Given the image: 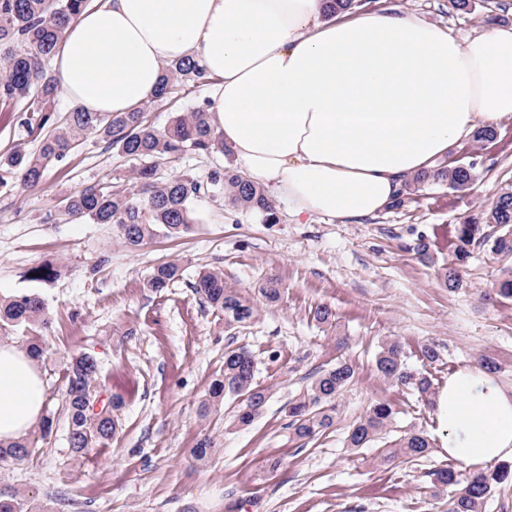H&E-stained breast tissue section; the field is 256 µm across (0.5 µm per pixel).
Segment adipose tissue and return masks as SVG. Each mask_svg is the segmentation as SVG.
Instances as JSON below:
<instances>
[{
    "label": "adipose tissue",
    "instance_id": "1",
    "mask_svg": "<svg viewBox=\"0 0 512 512\" xmlns=\"http://www.w3.org/2000/svg\"><path fill=\"white\" fill-rule=\"evenodd\" d=\"M191 57L214 84L210 122L293 223L378 214L476 129L512 117V26L459 39L397 7L333 18L324 0H98L72 22L52 70L86 111L150 100L162 66ZM36 362L0 342V441L43 416ZM440 452L479 469L512 461V393L465 368L436 397Z\"/></svg>",
    "mask_w": 512,
    "mask_h": 512
}]
</instances>
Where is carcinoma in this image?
<instances>
[{
    "label": "carcinoma",
    "instance_id": "1",
    "mask_svg": "<svg viewBox=\"0 0 512 512\" xmlns=\"http://www.w3.org/2000/svg\"><path fill=\"white\" fill-rule=\"evenodd\" d=\"M366 4L367 0H326V15L354 12ZM87 6L88 0H0V48H7L0 54L4 69L0 76V107H21L18 125L27 136L39 141L38 149L32 153L18 146L0 153V191H10L18 185L37 188L49 167L92 134L117 154L139 161L131 177L134 190L129 191L110 179L100 180L64 199L60 215L66 220L112 224L123 244L136 251L161 235L181 238L193 233L199 223L194 200L210 188L216 193L215 201L224 203L225 209L252 213L265 224L277 223L278 208L267 191L230 166L211 171L205 183L189 170L166 179L158 176L161 162L185 154L220 152L232 159L230 149L215 135L204 105L173 116L162 129L151 125L141 108L112 115L76 108L65 119L58 118L59 92L48 62L64 38L68 24ZM208 81L203 68L183 59L163 67L153 101L167 99L177 87L204 85ZM502 140L498 129L480 128L473 134V141L482 147H494ZM477 177V167L467 160L450 162L445 158L434 174L407 178L390 208L400 209L417 201L430 182L460 192ZM454 238L453 260L439 269V276L450 291L462 286L460 267L475 251L486 248L496 256L512 259V190L501 192L492 206L476 218L455 225ZM180 275L178 263L161 262L153 267L147 284L160 292ZM194 290L212 308L224 313V323L230 329L243 327L256 316L257 309L249 299L224 286L222 272L201 273ZM496 295L512 301V266L502 268ZM47 323L45 302L39 294L0 296V330L23 327L30 331L23 339L22 348L37 359L43 354L37 328ZM375 366L384 379L398 386L410 388L421 396L431 391L429 376L408 368L403 347L397 342L382 343ZM255 367V357L247 346L227 349L224 370L200 402L199 415L206 418L225 399L233 398L237 405L232 424L251 425L263 414L269 400L268 390L254 382ZM98 374V359L87 352L72 357L66 367L68 444L79 457L88 448L107 447L120 427L115 412L123 400L112 396L105 401L100 399ZM355 374V366L339 358L312 380L306 393L288 401L285 409L294 439L311 440L336 424V398ZM394 418L390 403L373 402L349 429L348 447H368L392 425ZM52 425L53 420L46 418L38 433L8 445L0 443V461H24L32 448L49 435ZM430 448L428 436L415 431L401 438L393 453L419 460L428 456ZM428 476L434 487L448 492L451 512H482L496 488L512 478V465L502 463L468 473L444 466L428 472ZM0 512H48V507L34 503L15 489L1 488Z\"/></svg>",
    "mask_w": 512,
    "mask_h": 512
}]
</instances>
